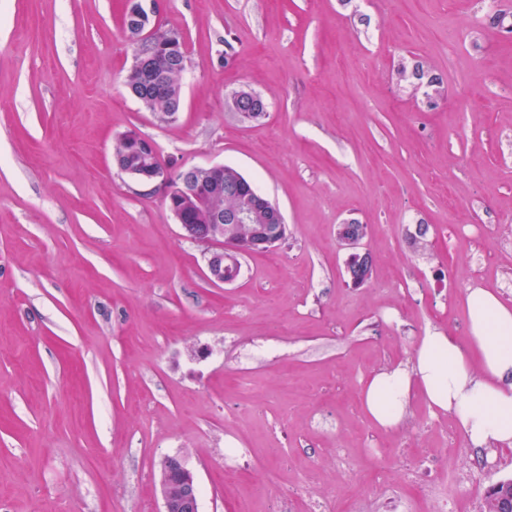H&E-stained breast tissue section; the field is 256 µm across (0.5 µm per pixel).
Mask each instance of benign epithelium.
I'll return each instance as SVG.
<instances>
[{
  "label": "benign epithelium",
  "instance_id": "7a95c632",
  "mask_svg": "<svg viewBox=\"0 0 512 512\" xmlns=\"http://www.w3.org/2000/svg\"><path fill=\"white\" fill-rule=\"evenodd\" d=\"M160 0H123L122 15L125 19V33L134 52L130 70L143 74L160 69L161 63L184 59V39L181 32L171 26L165 27L166 44L159 53L147 54L140 51L143 45L153 40L161 26L159 20ZM136 149L122 159L115 160L117 168L136 183L149 185L163 191L169 199H178L179 204L171 212L182 224V229H191L192 240L204 247L206 269L209 279L218 284H229L238 278V250L229 244L241 224H252L253 250L265 252L276 248L285 236L284 218L280 208L265 195L244 198L228 210L214 208L206 212L202 223L191 227L183 224L184 208L199 203L193 187L207 183L216 198L224 196V165H167L146 169L140 165L137 155L149 151L156 154L152 141L136 134L130 136ZM338 241L354 250L349 263H367L369 255L359 252L366 236L363 227L357 224L337 225ZM159 491L163 502L162 512H198L199 488L194 474L185 460L177 455H166L158 464Z\"/></svg>",
  "mask_w": 512,
  "mask_h": 512
}]
</instances>
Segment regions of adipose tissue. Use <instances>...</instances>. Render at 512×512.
Masks as SVG:
<instances>
[{"instance_id":"obj_1","label":"adipose tissue","mask_w":512,"mask_h":512,"mask_svg":"<svg viewBox=\"0 0 512 512\" xmlns=\"http://www.w3.org/2000/svg\"><path fill=\"white\" fill-rule=\"evenodd\" d=\"M469 336L459 343L442 331L417 342L410 367L374 374L362 400L379 427L398 426L413 392L430 407L451 413L471 447H512V305L485 288L465 297Z\"/></svg>"}]
</instances>
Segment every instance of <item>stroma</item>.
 Instances as JSON below:
<instances>
[{"mask_svg":"<svg viewBox=\"0 0 512 512\" xmlns=\"http://www.w3.org/2000/svg\"><path fill=\"white\" fill-rule=\"evenodd\" d=\"M161 9L188 54L171 124L125 88L121 0H0V512H161L176 454L199 512H386L423 459L449 512H480L512 449L468 448L419 398L380 429L360 392L426 331L465 338L467 289L512 304V33L486 22L512 0ZM404 58L441 75L436 108L394 78ZM242 87L262 121L228 109ZM130 129L162 164L237 167L285 242L213 284L161 194L115 168ZM350 219L372 260L357 287ZM253 97H256L258 99V105H255L252 102ZM228 103H229L230 109L233 112H236V114H238L239 117H244V116L240 115L237 110L239 103H242L243 104L242 106L245 108L246 107L250 108L251 112H256L255 116H251L248 118H258V117L261 118V117L267 115L268 106H267L266 101L259 94H257L255 91H253L251 89H239V90L232 92L230 101ZM258 119H256V120H258ZM336 235L338 241L349 249L356 250L350 257L348 264L354 262H360L362 264L367 263L369 255L364 252L361 253L357 249L361 248L362 241L366 236V231L362 226L358 224H338L336 229Z\"/></svg>","mask_w":512,"mask_h":512,"instance_id":"1","label":"stroma"}]
</instances>
